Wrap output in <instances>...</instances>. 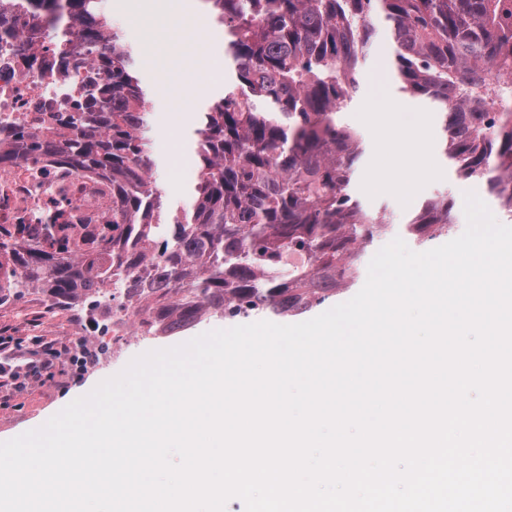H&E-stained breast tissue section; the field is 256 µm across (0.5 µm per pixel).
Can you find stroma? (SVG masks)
I'll return each mask as SVG.
<instances>
[{
  "label": "stroma",
  "mask_w": 512,
  "mask_h": 512,
  "mask_svg": "<svg viewBox=\"0 0 512 512\" xmlns=\"http://www.w3.org/2000/svg\"><path fill=\"white\" fill-rule=\"evenodd\" d=\"M127 0H109L107 17L122 30L138 55V74L148 88L151 99V123L147 135L156 163L158 184L172 207L191 204L192 190L199 177V162L172 165L166 156L161 135L164 125L180 122L185 113L204 111L218 101L226 85L234 81L233 62L228 54L224 33L215 28L211 14L202 0H170L165 14L152 25L126 8ZM375 33L358 73L359 92L354 101L335 115L337 124L358 130L365 152L358 164L351 192L370 215L386 214L391 228L375 238L363 254L371 260L380 248L394 238L406 237V224L414 218L422 203L437 196H448L454 202L451 217L456 231H464L466 218L463 194L475 192L490 208L499 207L483 184L459 180L440 145V118L419 99L400 93L391 73L394 46L383 15L372 18ZM385 81L390 93L407 111L425 114L430 145L421 152L429 171L412 197H404L398 185L404 173V159L389 137L399 123L394 112H366L364 100L372 96L378 81ZM191 84L197 99L182 97V84ZM380 173L389 180L381 190L370 186L372 174ZM84 313L83 305L47 307L46 295L30 290L0 307V326L10 327L18 335H42L60 341L76 340L75 326ZM224 320L211 318L181 334L159 338L132 340L117 354L102 361L88 363L80 375L64 374L54 380L35 385L20 393L13 401L0 405V442L13 439L41 427L73 400L91 392L100 382L121 372L129 362L148 351L183 344L203 333L224 328Z\"/></svg>",
  "instance_id": "35a3bbf8"
}]
</instances>
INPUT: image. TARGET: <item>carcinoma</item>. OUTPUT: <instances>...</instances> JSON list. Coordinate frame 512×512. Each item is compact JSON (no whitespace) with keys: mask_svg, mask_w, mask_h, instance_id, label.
Listing matches in <instances>:
<instances>
[{"mask_svg":"<svg viewBox=\"0 0 512 512\" xmlns=\"http://www.w3.org/2000/svg\"><path fill=\"white\" fill-rule=\"evenodd\" d=\"M89 46L109 30L92 0H69ZM224 27L241 91L230 89L196 130L200 175L188 208L172 209L152 180L143 136L149 94L131 50L112 31V87L92 96L68 134L48 141L112 176V240L76 255L67 225H29L3 243L0 305L29 288L74 305L114 285L149 300L186 290L158 336L201 320L303 314L355 286L361 255L381 229L349 192L363 148L333 115L359 91L357 66L381 10L401 89L441 117L457 176L486 186L512 221V117L484 111L482 74L512 54L503 0H205ZM262 101L267 111L257 108ZM453 202L429 200L406 224L417 244L451 232Z\"/></svg>","mask_w":512,"mask_h":512,"instance_id":"1","label":"carcinoma"}]
</instances>
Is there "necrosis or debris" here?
Instances as JSON below:
<instances>
[{
	"instance_id": "necrosis-or-debris-1",
	"label": "necrosis or debris",
	"mask_w": 512,
	"mask_h": 512,
	"mask_svg": "<svg viewBox=\"0 0 512 512\" xmlns=\"http://www.w3.org/2000/svg\"><path fill=\"white\" fill-rule=\"evenodd\" d=\"M85 53L68 10L34 21L26 7L0 14V137L26 147L25 158L0 159V226L69 227L72 246L88 255L90 238L112 233V181L51 150H31L33 135L58 137L85 109L84 90L112 81V44ZM95 324L112 331L113 347L147 335L149 306L119 288L102 289Z\"/></svg>"
}]
</instances>
